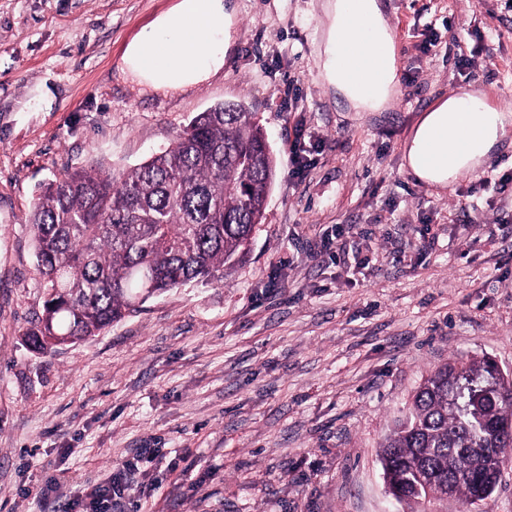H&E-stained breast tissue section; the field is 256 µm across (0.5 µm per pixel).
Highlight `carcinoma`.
<instances>
[{
  "label": "carcinoma",
  "instance_id": "cac0c4a2",
  "mask_svg": "<svg viewBox=\"0 0 512 512\" xmlns=\"http://www.w3.org/2000/svg\"><path fill=\"white\" fill-rule=\"evenodd\" d=\"M275 161L256 113L218 104L167 149L118 175L77 170L48 184L30 212L48 288L29 331L36 349L75 343L186 282L224 278L262 223ZM512 459V379L489 357L455 358L419 386L379 460L399 502L472 506Z\"/></svg>",
  "mask_w": 512,
  "mask_h": 512
}]
</instances>
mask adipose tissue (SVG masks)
Here are the masks:
<instances>
[{
    "label": "adipose tissue",
    "instance_id": "adipose-tissue-1",
    "mask_svg": "<svg viewBox=\"0 0 512 512\" xmlns=\"http://www.w3.org/2000/svg\"><path fill=\"white\" fill-rule=\"evenodd\" d=\"M369 28L359 40L382 62L373 92L336 66L339 0L322 10L326 29L318 46L325 80L354 111L379 112L392 101L397 85L394 45L378 0H360ZM231 13L224 0H177L127 44L118 64L123 81L142 91L170 95L190 91L224 69L231 46ZM512 114L489 108L473 89L462 90L428 112L406 145L407 164L421 180L446 184L472 171L495 149Z\"/></svg>",
    "mask_w": 512,
    "mask_h": 512
}]
</instances>
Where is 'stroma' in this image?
<instances>
[{"instance_id":"1","label":"stroma","mask_w":512,"mask_h":512,"mask_svg":"<svg viewBox=\"0 0 512 512\" xmlns=\"http://www.w3.org/2000/svg\"><path fill=\"white\" fill-rule=\"evenodd\" d=\"M174 2L0 0V512H38L40 488L65 512L132 459L127 512H410L379 450L419 384L460 356L512 375V131L450 189L410 176L405 144L468 86L512 109V0H384L387 112L348 111L323 80L324 0H231L223 72L139 93L116 64ZM218 103L256 113L277 160L245 257L32 348L40 189L141 163Z\"/></svg>"}]
</instances>
